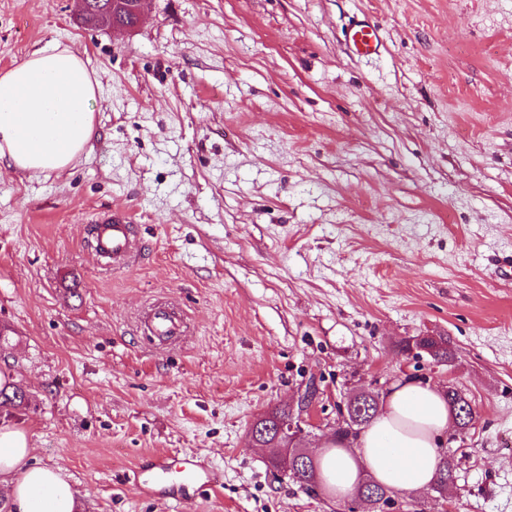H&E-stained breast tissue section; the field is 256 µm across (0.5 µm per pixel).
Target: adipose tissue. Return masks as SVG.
<instances>
[{
	"instance_id": "adipose-tissue-1",
	"label": "adipose tissue",
	"mask_w": 512,
	"mask_h": 512,
	"mask_svg": "<svg viewBox=\"0 0 512 512\" xmlns=\"http://www.w3.org/2000/svg\"><path fill=\"white\" fill-rule=\"evenodd\" d=\"M98 89L83 59L58 45L0 71V164L32 174L67 168L92 139ZM452 423L445 390L394 385L355 440H329L316 450L325 493L346 498L368 479L394 491L429 490ZM30 454L24 431L0 427V490L15 512H74L69 482L58 470L30 464Z\"/></svg>"
}]
</instances>
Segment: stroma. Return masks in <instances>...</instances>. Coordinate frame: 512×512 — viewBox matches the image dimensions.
I'll list each match as a JSON object with an SVG mask.
<instances>
[{"label":"stroma","instance_id":"1","mask_svg":"<svg viewBox=\"0 0 512 512\" xmlns=\"http://www.w3.org/2000/svg\"><path fill=\"white\" fill-rule=\"evenodd\" d=\"M378 22L384 49L343 44ZM61 45L100 91L91 150L33 175L0 164V407L33 463L61 471L76 512H337L272 477L248 439L317 380L332 437L358 388L458 390L447 496L398 512H512V0H145L130 32L76 0H0V69ZM135 224L113 269L92 218ZM186 335L148 343L154 303ZM444 336L436 365L400 352ZM191 455L217 484L147 495L152 463ZM379 31V26L368 19L352 20L344 32L346 45L358 57L378 55L382 46ZM415 336L413 339L406 340L401 345V350L408 354L411 352L410 341L419 340L420 343L430 349V352H426V355L431 360L435 359L442 362H448L453 357L451 349L448 347V340L443 336Z\"/></svg>","mask_w":512,"mask_h":512}]
</instances>
